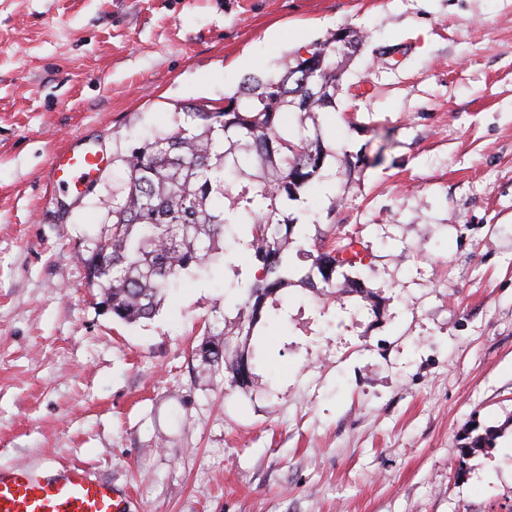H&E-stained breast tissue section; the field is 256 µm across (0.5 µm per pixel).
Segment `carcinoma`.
<instances>
[{
    "instance_id": "obj_1",
    "label": "carcinoma",
    "mask_w": 512,
    "mask_h": 512,
    "mask_svg": "<svg viewBox=\"0 0 512 512\" xmlns=\"http://www.w3.org/2000/svg\"><path fill=\"white\" fill-rule=\"evenodd\" d=\"M297 50L293 64L267 76H250L224 107L187 108L186 125L143 140L120 157L126 180L112 200V234L104 237L102 271L95 285L112 304V317L135 323L155 314L183 274L213 276L216 243L232 231L238 248L224 247V264L239 250L250 253L254 279L224 284L245 290L237 335H253L266 302L289 287V250L310 241L306 225L286 214L321 178L328 156L321 136L289 121L292 113L336 108L352 58L365 36L347 30ZM316 56L302 67V53ZM348 262L342 251L322 250L314 266L325 288L336 287V267ZM223 353L213 366L235 370L233 338L224 334Z\"/></svg>"
}]
</instances>
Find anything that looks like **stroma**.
<instances>
[{
	"label": "stroma",
	"instance_id": "35a3bbf8",
	"mask_svg": "<svg viewBox=\"0 0 512 512\" xmlns=\"http://www.w3.org/2000/svg\"><path fill=\"white\" fill-rule=\"evenodd\" d=\"M368 39L360 95L308 118L330 154L288 208L360 290L303 285L236 335L223 282L113 319L77 261L112 223L123 154L183 106L331 31ZM101 171L51 190L54 154ZM368 166L348 171L353 156ZM224 332L239 388L199 348ZM490 447L464 452L471 433ZM78 465L127 512H512V0H0V465Z\"/></svg>",
	"mask_w": 512,
	"mask_h": 512
}]
</instances>
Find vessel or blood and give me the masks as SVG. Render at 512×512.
Listing matches in <instances>:
<instances>
[{"label": "vessel or blood", "mask_w": 512, "mask_h": 512, "mask_svg": "<svg viewBox=\"0 0 512 512\" xmlns=\"http://www.w3.org/2000/svg\"><path fill=\"white\" fill-rule=\"evenodd\" d=\"M103 157L89 147L64 149L50 164L48 179L75 187L91 181ZM126 501L111 482L80 466H0V512H125Z\"/></svg>", "instance_id": "b4317fda"}]
</instances>
